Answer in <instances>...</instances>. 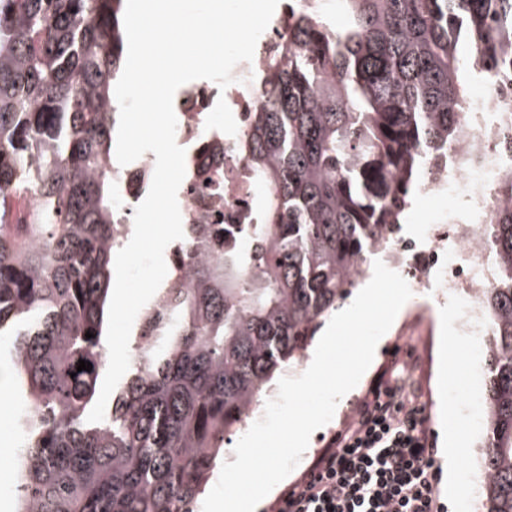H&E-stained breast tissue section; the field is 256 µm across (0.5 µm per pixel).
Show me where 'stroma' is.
Returning a JSON list of instances; mask_svg holds the SVG:
<instances>
[{
    "label": "stroma",
    "instance_id": "1",
    "mask_svg": "<svg viewBox=\"0 0 512 512\" xmlns=\"http://www.w3.org/2000/svg\"><path fill=\"white\" fill-rule=\"evenodd\" d=\"M439 304L428 293H419L417 301L398 317L388 330L370 368L356 390L341 398L335 417L312 437L298 466L289 474L285 486L268 499L260 512H277L288 487L297 484L316 459L327 452L338 432L343 430L346 419L352 418L358 404L368 395L377 378L385 373L406 375L414 383V400L428 412L427 429L436 449L437 462L445 460L443 431L447 415L457 412L458 401L478 397L483 378L476 371L472 360L466 359L467 345L458 342L457 372L465 387L456 395H448L447 381L440 361V338L443 329L435 316ZM16 359L9 337L0 338V512H12L16 471L9 455L18 439L15 418L21 403L12 394V373ZM482 435L481 424L470 425L465 442L457 459L459 494L449 498L448 476L440 474L436 495L442 512H481L477 500L479 488L478 454Z\"/></svg>",
    "mask_w": 512,
    "mask_h": 512
}]
</instances>
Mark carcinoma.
I'll use <instances>...</instances> for the list:
<instances>
[{"instance_id": "carcinoma-1", "label": "carcinoma", "mask_w": 512, "mask_h": 512, "mask_svg": "<svg viewBox=\"0 0 512 512\" xmlns=\"http://www.w3.org/2000/svg\"><path fill=\"white\" fill-rule=\"evenodd\" d=\"M123 2L0 0V333L16 336L24 404L15 512H194L224 435L304 359L369 256L390 253L421 171L459 139L469 76L512 79V0H338L336 28L297 15L240 145L256 223L237 237L195 225L183 287L156 291L163 314L141 310L129 369L89 423L125 243L110 156ZM495 192L479 492L483 512H512V171ZM31 193L35 206H15Z\"/></svg>"}]
</instances>
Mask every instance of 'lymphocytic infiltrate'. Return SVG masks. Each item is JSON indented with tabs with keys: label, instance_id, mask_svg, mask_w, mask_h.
<instances>
[{
	"label": "lymphocytic infiltrate",
	"instance_id": "f902f5d3",
	"mask_svg": "<svg viewBox=\"0 0 512 512\" xmlns=\"http://www.w3.org/2000/svg\"><path fill=\"white\" fill-rule=\"evenodd\" d=\"M407 377H381L279 512H439L436 452Z\"/></svg>",
	"mask_w": 512,
	"mask_h": 512
}]
</instances>
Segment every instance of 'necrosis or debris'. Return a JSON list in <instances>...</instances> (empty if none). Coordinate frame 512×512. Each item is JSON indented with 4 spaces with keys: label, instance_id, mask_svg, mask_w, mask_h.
<instances>
[{
    "label": "necrosis or debris",
    "instance_id": "1",
    "mask_svg": "<svg viewBox=\"0 0 512 512\" xmlns=\"http://www.w3.org/2000/svg\"><path fill=\"white\" fill-rule=\"evenodd\" d=\"M296 9L321 17L335 11L336 4L334 0H291L259 38L252 61L235 67V83L222 90L202 79L176 92V141L186 151L185 177L177 194L183 224H248L258 210L257 192L242 177L243 161L234 137L214 134L205 121L222 98L238 131L246 130L254 112L261 109L263 73L273 54L285 46ZM510 97L508 82L476 96L470 111L459 115L461 132L448 150L447 164L427 165L418 181L419 195L454 198L460 204L458 212L433 214L419 237H399L391 246V266L410 289L456 300L452 333L473 345L481 344L488 331L480 296L493 282L495 258L484 235V222L495 201L497 173L512 170V113L501 108ZM154 168L155 156L148 152L123 171L120 188L126 215H134L146 196Z\"/></svg>",
    "mask_w": 512,
    "mask_h": 512
}]
</instances>
